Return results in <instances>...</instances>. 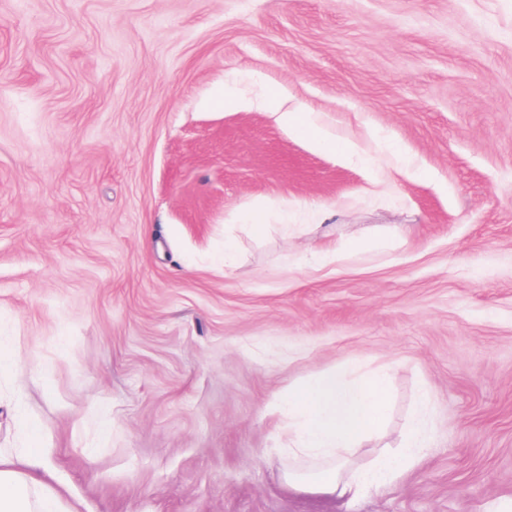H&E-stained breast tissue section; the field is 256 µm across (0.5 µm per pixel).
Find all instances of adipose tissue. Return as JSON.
I'll list each match as a JSON object with an SVG mask.
<instances>
[{
	"label": "adipose tissue",
	"instance_id": "adipose-tissue-1",
	"mask_svg": "<svg viewBox=\"0 0 512 512\" xmlns=\"http://www.w3.org/2000/svg\"><path fill=\"white\" fill-rule=\"evenodd\" d=\"M264 107L279 126L314 148L351 153V145L334 140L311 113L282 110L275 96ZM431 403L430 393H422L404 447L378 452L362 463L357 459L359 448L378 431L389 409L387 373L353 367L307 379L274 405L286 418L284 483L293 491L348 499L388 488L423 462ZM40 453V448L29 449L19 463L0 456V512H62L59 496L40 492L39 480L24 470Z\"/></svg>",
	"mask_w": 512,
	"mask_h": 512
}]
</instances>
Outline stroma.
I'll return each mask as SVG.
<instances>
[{
	"label": "stroma",
	"mask_w": 512,
	"mask_h": 512,
	"mask_svg": "<svg viewBox=\"0 0 512 512\" xmlns=\"http://www.w3.org/2000/svg\"><path fill=\"white\" fill-rule=\"evenodd\" d=\"M0 342V452L71 512L511 502L512 0H0ZM356 363L364 454L429 390L424 463L288 490L272 403ZM279 95L269 97L264 103L266 110L270 111L276 123L288 133L306 140L316 149L338 150L349 155L353 147L348 143H341L334 140L328 132L319 126L309 112L282 111L279 102Z\"/></svg>",
	"instance_id": "1"
}]
</instances>
